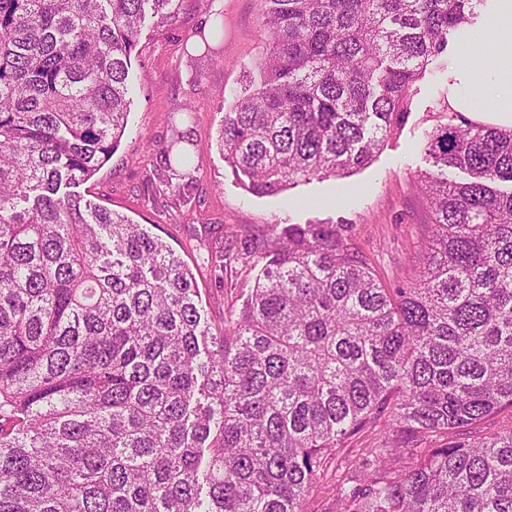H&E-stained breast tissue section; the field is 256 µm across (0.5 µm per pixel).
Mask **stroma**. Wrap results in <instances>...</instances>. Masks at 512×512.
Listing matches in <instances>:
<instances>
[{"label":"stroma","mask_w":512,"mask_h":512,"mask_svg":"<svg viewBox=\"0 0 512 512\" xmlns=\"http://www.w3.org/2000/svg\"><path fill=\"white\" fill-rule=\"evenodd\" d=\"M224 33L211 54L192 51L194 34L209 26L203 0H184L178 19L165 27L145 24L131 56L128 83L133 103L118 149L100 171L75 191L124 214L160 235L193 268L210 327L224 324L225 312L240 308L263 261L252 256L219 269L211 252L240 250L244 238H258L273 224H348L352 242L377 278L389 288L413 281L420 245L431 230V215L417 182L433 164L430 136L447 124V73L455 55L428 66L411 94L406 112L385 136L370 163L344 175L312 178L277 195H254L224 164L218 136L224 114L260 57L256 0H221ZM188 150L197 161L176 205L158 208L163 188L157 152ZM380 426L352 436L319 476L305 512H337L336 486L351 480V464L366 449L380 446Z\"/></svg>","instance_id":"1"}]
</instances>
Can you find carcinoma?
Instances as JSON below:
<instances>
[{"instance_id": "obj_1", "label": "carcinoma", "mask_w": 512, "mask_h": 512, "mask_svg": "<svg viewBox=\"0 0 512 512\" xmlns=\"http://www.w3.org/2000/svg\"><path fill=\"white\" fill-rule=\"evenodd\" d=\"M182 2L0 0V512H304L379 422L338 512H512V424L481 430L512 409V130L431 135L413 282L382 285L346 224H276L214 333L171 246L71 191L121 142L146 16ZM207 2L195 50L223 33ZM257 2L260 83L219 147L260 195L366 164L487 4ZM383 432L379 425L367 427L357 435L352 436L340 448L336 460L319 476L305 501V512H336V486L342 480L351 481L354 472L349 466L362 454L366 448H378L382 443Z\"/></svg>"}]
</instances>
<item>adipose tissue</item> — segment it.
<instances>
[{
  "label": "adipose tissue",
  "instance_id": "ef3b65f1",
  "mask_svg": "<svg viewBox=\"0 0 512 512\" xmlns=\"http://www.w3.org/2000/svg\"><path fill=\"white\" fill-rule=\"evenodd\" d=\"M486 26L467 30L458 46L459 65L448 76V104L473 120L512 129V0H489ZM489 53V67L469 58Z\"/></svg>",
  "mask_w": 512,
  "mask_h": 512
}]
</instances>
